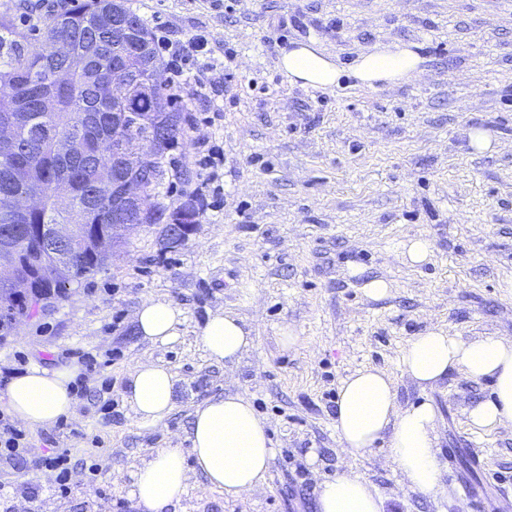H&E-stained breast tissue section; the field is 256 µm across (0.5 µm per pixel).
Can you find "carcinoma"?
Returning a JSON list of instances; mask_svg holds the SVG:
<instances>
[{
    "instance_id": "carcinoma-1",
    "label": "carcinoma",
    "mask_w": 512,
    "mask_h": 512,
    "mask_svg": "<svg viewBox=\"0 0 512 512\" xmlns=\"http://www.w3.org/2000/svg\"><path fill=\"white\" fill-rule=\"evenodd\" d=\"M127 11L122 0H82V4L52 19L41 39L34 41L18 31L11 19L0 16V122L10 121L19 129L12 151L0 157V230L12 237L13 260L17 275L30 282L29 293L17 296L0 285V320L9 324L28 318L38 310V295L54 291L66 295L67 286L108 265L110 259L94 250L97 235L112 237L110 210L93 202L92 185L101 167H113L118 181L138 177L154 182L156 194L166 179L164 163L147 158L134 163L128 159L112 160V137L122 135L138 139L152 128L171 138L167 149L182 141L181 110L170 92L136 91L130 103L112 101V65L125 70L159 68L154 40L145 24L133 34L112 32V11ZM69 38L91 59L92 67L74 78L71 88L58 94L52 112L39 108L40 89L30 77L48 65L62 64L53 58L47 37ZM79 134L86 142L84 154L70 164L53 153V141L60 136ZM28 169L41 190L40 208L27 216L6 223L10 201L21 191L12 179L14 167ZM67 171L73 198L70 208L58 207L53 184ZM199 207L187 203L168 209L156 202L155 209L142 217L128 215L127 231L118 239L122 247L128 238L151 224H196ZM44 224H73L78 241L69 247L77 271L65 279L56 275V257L50 247L38 248Z\"/></svg>"
}]
</instances>
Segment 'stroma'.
Returning <instances> with one entry per match:
<instances>
[{"label":"stroma","instance_id":"obj_1","mask_svg":"<svg viewBox=\"0 0 512 512\" xmlns=\"http://www.w3.org/2000/svg\"><path fill=\"white\" fill-rule=\"evenodd\" d=\"M57 0H0L27 33L57 14ZM152 36L206 35L222 91L219 112L186 87L185 148L170 151L160 200L196 201L198 224L169 247L161 225L132 236L109 264L72 285L63 301L0 338V373L40 367L79 374L73 352L112 349L92 387L109 385L112 409L77 399L56 422L26 427L33 453L70 450L68 496L48 467L0 460V512H136L132 477L159 448L189 450L194 407L246 395L266 423L274 457L261 487L228 501L191 474L165 512H316L318 485L345 471L370 482L386 512H501L512 499V426L478 431L470 407L490 384L451 372L421 392L400 370L413 336L443 328L463 339L512 337V0H125ZM312 42L341 65L359 53L416 46L425 71L410 83L315 90L279 67L285 49ZM493 133L474 154L467 133ZM428 262L401 255L412 237ZM392 285L367 298L366 280ZM148 299L180 308L178 340L136 331ZM235 313L254 346L236 366L209 360L199 331L211 312ZM291 326L299 340L279 341ZM149 359L173 373L175 406L135 423L123 392ZM378 367L399 400H430L439 415L442 487L411 490L381 439L345 454L335 395L356 369ZM97 472H90L91 464ZM430 243L423 237L411 238L405 243L403 257L411 264H422L429 260Z\"/></svg>","mask_w":512,"mask_h":512}]
</instances>
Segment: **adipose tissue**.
<instances>
[{"label": "adipose tissue", "instance_id": "adipose-tissue-1", "mask_svg": "<svg viewBox=\"0 0 512 512\" xmlns=\"http://www.w3.org/2000/svg\"><path fill=\"white\" fill-rule=\"evenodd\" d=\"M423 59L408 48L364 52L342 67L320 50L302 45L280 59L290 80L315 89L341 87L351 79L369 88L382 82L413 81L423 71ZM144 339L160 344L180 336L183 312L164 302L148 300L136 312ZM209 358L217 364L238 362L253 346L251 329L235 314L212 313L199 332ZM401 370L423 390L439 385L450 372L489 381L490 398L468 412L472 427L495 429L512 425V338L480 336L464 340L433 329L415 336L404 349ZM71 375L32 368L15 375L4 398L12 414L34 425L53 423L75 404ZM175 378L166 366L146 359L129 374L125 392L140 422L164 420L174 408ZM343 451L355 455L388 438L390 459L411 489L432 492L441 480L437 459L438 414L422 400L402 406L394 379L376 367L351 372L341 382L334 420ZM191 448H160L133 476L129 495L141 512H164L178 502L188 486L190 471H198L207 488L238 499L258 489L273 456L267 426L249 399L235 393L198 403L192 413ZM382 495L364 478L346 471L323 481L316 492L317 512H384Z\"/></svg>", "mask_w": 512, "mask_h": 512}]
</instances>
